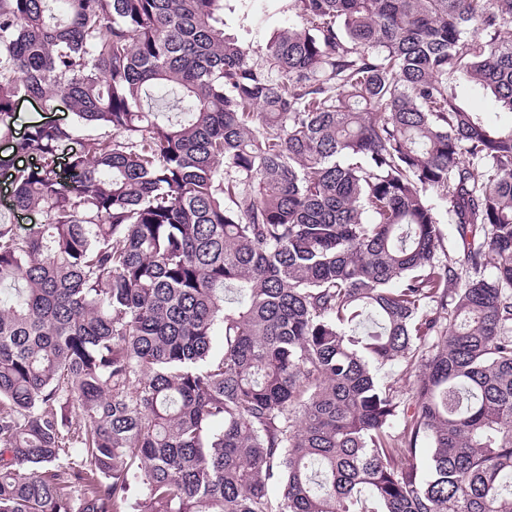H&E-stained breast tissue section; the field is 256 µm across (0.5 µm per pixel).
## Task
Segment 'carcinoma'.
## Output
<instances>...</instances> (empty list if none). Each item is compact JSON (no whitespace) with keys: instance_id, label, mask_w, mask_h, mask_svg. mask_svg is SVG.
<instances>
[{"instance_id":"obj_1","label":"carcinoma","mask_w":512,"mask_h":512,"mask_svg":"<svg viewBox=\"0 0 512 512\" xmlns=\"http://www.w3.org/2000/svg\"><path fill=\"white\" fill-rule=\"evenodd\" d=\"M53 2L0 0V512H512V126L458 91L512 113V0ZM58 97L103 132L12 138ZM236 11L226 14L229 27L254 48L264 44L275 31L300 25L289 0H238ZM469 104L472 109L482 112L493 123L508 125L512 122V113L500 110L489 96L473 95L469 98ZM14 121L13 131L21 133L31 122L49 121L60 124H72L74 116L60 99L52 109L46 108L41 101L29 99L19 104Z\"/></svg>"}]
</instances>
